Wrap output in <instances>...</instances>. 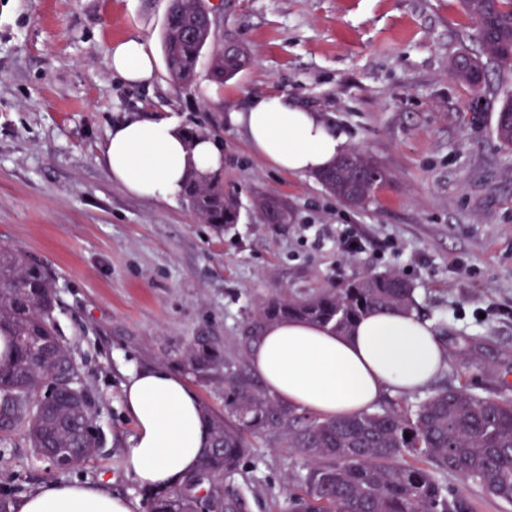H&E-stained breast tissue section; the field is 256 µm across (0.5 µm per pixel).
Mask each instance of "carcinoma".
<instances>
[{"mask_svg": "<svg viewBox=\"0 0 512 512\" xmlns=\"http://www.w3.org/2000/svg\"><path fill=\"white\" fill-rule=\"evenodd\" d=\"M476 26L479 51L452 62L455 77L479 90L476 74L487 63L512 66V0H462ZM206 0H173L161 32L169 77L182 88L194 85L201 57L210 52L211 79L222 84L247 63L241 45L218 43L206 24ZM497 139L512 148V92L502 95ZM341 202L369 201L389 173L360 151H349L318 174ZM188 208L204 224L236 223L238 205L218 175L189 174L183 188ZM55 279L20 248L0 246V335L9 351L0 359V429L21 428L43 454L49 448L78 449L73 467L89 461L99 446L86 445L80 427L93 421L92 401L79 384L73 356L56 330ZM414 289L395 272L355 273L339 288L302 298L272 297L239 338L245 358L263 329L283 319L315 322L338 334L373 311L411 310ZM189 368L209 378L224 371V417H205L211 446L201 456L199 481L239 473L249 453L248 437L288 434V447L311 468L304 487L288 491V512H472L470 486L512 506V400L478 398L465 389L430 392L415 409L371 411L328 419L301 412L270 396L205 338L184 355ZM410 439H405V436ZM147 512H246L236 494L203 498L194 487L144 492Z\"/></svg>", "mask_w": 512, "mask_h": 512, "instance_id": "1", "label": "carcinoma"}]
</instances>
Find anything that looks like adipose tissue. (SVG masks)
I'll return each instance as SVG.
<instances>
[{
	"mask_svg": "<svg viewBox=\"0 0 512 512\" xmlns=\"http://www.w3.org/2000/svg\"><path fill=\"white\" fill-rule=\"evenodd\" d=\"M107 62L114 76L131 85L154 77L152 50L137 36L113 43ZM230 119L244 127L257 155L285 172H319L345 150L344 138L319 113L284 94L254 97ZM103 158L115 183L155 202L180 196L190 172H216L223 162L210 139L190 143L176 125L139 116L109 131ZM447 360L432 323L411 311L371 313L344 335L307 322H278L249 352L250 367L270 395L325 418L371 411L389 392L420 391ZM124 401L136 424L124 465L136 482L172 487L194 472L210 445V431L185 381L161 366L134 369L124 384ZM13 510L134 512V505L100 486L49 481L21 497Z\"/></svg>",
	"mask_w": 512,
	"mask_h": 512,
	"instance_id": "ef3b65f1",
	"label": "adipose tissue"
}]
</instances>
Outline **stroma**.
<instances>
[{
  "label": "stroma",
  "mask_w": 512,
  "mask_h": 512,
  "mask_svg": "<svg viewBox=\"0 0 512 512\" xmlns=\"http://www.w3.org/2000/svg\"><path fill=\"white\" fill-rule=\"evenodd\" d=\"M169 0H0V245L22 248L56 280L59 335L94 403L100 451L60 473L23 431L0 430V489L18 500L48 481L101 485L139 503L124 468L136 432L123 383L134 366L178 372L211 415L224 376L199 378L184 352L198 336L227 357L255 308L303 297L357 272L396 271L438 328L448 367L434 386L512 398V150L495 136L512 68L489 66L483 92L457 80L453 58L477 49L460 0H222L220 36L248 64L213 85L201 59L194 88L157 61L151 86L107 65L137 35L160 49ZM288 95L320 112L389 180L363 207L316 175L257 156L229 119L252 97ZM143 115L216 132L236 224L202 223L184 200L155 203L113 182L103 161L112 126ZM287 204L262 223L256 199ZM362 253L341 251L344 234ZM310 468L288 437L250 438L242 474L219 479L247 512H288Z\"/></svg>",
  "instance_id": "obj_1"
}]
</instances>
